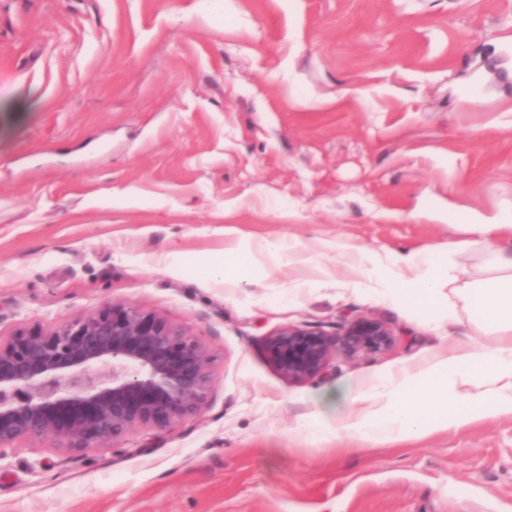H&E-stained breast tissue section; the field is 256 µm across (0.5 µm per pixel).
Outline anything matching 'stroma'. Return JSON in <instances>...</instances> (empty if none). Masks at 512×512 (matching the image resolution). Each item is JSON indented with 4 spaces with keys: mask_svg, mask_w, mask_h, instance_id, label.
<instances>
[{
    "mask_svg": "<svg viewBox=\"0 0 512 512\" xmlns=\"http://www.w3.org/2000/svg\"><path fill=\"white\" fill-rule=\"evenodd\" d=\"M473 216H512V0H0V331L126 304L202 336L216 373L122 453L18 442L0 512H512V415L336 436L341 390L494 342L477 309L440 321L355 270ZM231 225L311 262L226 252ZM339 262L360 290L317 270ZM362 316L392 347L305 383L267 354Z\"/></svg>",
    "mask_w": 512,
    "mask_h": 512,
    "instance_id": "stroma-1",
    "label": "stroma"
}]
</instances>
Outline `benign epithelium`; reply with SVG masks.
Here are the masks:
<instances>
[{
	"instance_id": "1",
	"label": "benign epithelium",
	"mask_w": 512,
	"mask_h": 512,
	"mask_svg": "<svg viewBox=\"0 0 512 512\" xmlns=\"http://www.w3.org/2000/svg\"><path fill=\"white\" fill-rule=\"evenodd\" d=\"M379 319L362 317L338 335L289 325L269 336L281 374L304 383L328 373L336 358L389 349ZM214 381L203 339L157 315L122 304L60 324L0 334V460L16 442L50 438L85 459L121 453L138 428L163 430L197 414Z\"/></svg>"
}]
</instances>
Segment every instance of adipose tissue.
I'll return each instance as SVG.
<instances>
[{"instance_id":"obj_1","label":"adipose tissue","mask_w":512,"mask_h":512,"mask_svg":"<svg viewBox=\"0 0 512 512\" xmlns=\"http://www.w3.org/2000/svg\"><path fill=\"white\" fill-rule=\"evenodd\" d=\"M466 232V238L450 241L448 250L467 248L475 236L489 244L493 258L484 277L474 278L454 263L438 262L430 250L393 253L379 263L373 255L364 257V272L377 276L388 291L399 290L428 303L441 287H451L465 304L479 306L482 323L498 338L490 345L455 340L426 367L406 366L369 389H349L336 430L356 435L363 447L423 436L430 430L432 415L440 411L447 412L448 426L456 428L512 414V219L475 217ZM223 234L237 250L277 259L301 247L297 241L288 244L236 227H224Z\"/></svg>"}]
</instances>
